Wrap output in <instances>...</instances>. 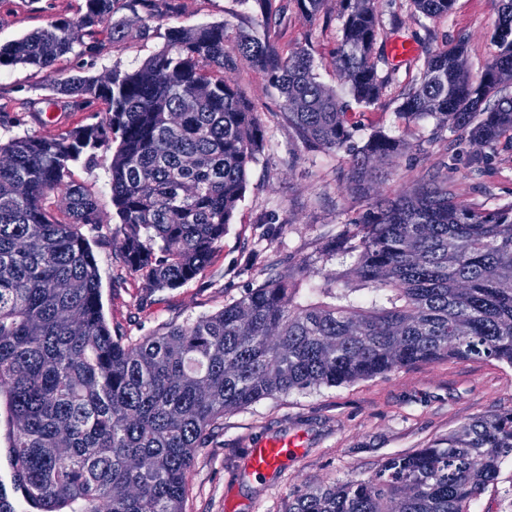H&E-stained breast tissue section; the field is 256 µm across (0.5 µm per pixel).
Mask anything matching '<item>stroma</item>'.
<instances>
[{
  "label": "stroma",
  "instance_id": "stroma-1",
  "mask_svg": "<svg viewBox=\"0 0 512 512\" xmlns=\"http://www.w3.org/2000/svg\"><path fill=\"white\" fill-rule=\"evenodd\" d=\"M280 25L268 28L257 0H171L168 27L224 23L228 35L245 31L267 38L281 56L302 48L311 54L320 81L340 99L347 88L332 64L341 41L339 0H329L316 18L283 0ZM498 0H456L448 15L427 17L411 0H379L381 34L378 69L386 88L376 104L351 103L353 141L363 145L377 132L401 140L395 161L379 162L381 179L358 190L348 181L349 155L308 152L285 118L283 101L263 74L245 62L226 69V81L252 102L267 142L247 174L246 190L211 262L183 287L151 292L130 272L113 243L117 218L107 165L109 149L88 165H72L73 181L96 195L105 224L92 239L101 279L103 312L113 332L139 338L159 325L182 324L221 310L260 285L272 272L287 273L299 286L322 285L325 274L341 288L357 287L351 269L353 222L375 198L411 193L418 184L451 172L462 200L483 209L512 203V150L497 151L485 170L473 167L478 148L451 136L436 120L408 122L398 115L403 95L428 52L467 38L466 66L479 76L497 52L491 34ZM84 0H0V47H6L61 20H74ZM403 39L412 46L403 60L389 48ZM162 41L134 34L107 42L100 55H66L55 64L64 75H106L132 70ZM44 72L32 67H0V139L53 137L62 129L97 122L100 101L54 106L53 120L38 122L24 102L42 107ZM512 409V365L482 359H441L403 367L384 376L339 387L291 392L226 413L186 472L185 512H283L306 488L365 478L389 456L408 454L447 437L483 416ZM283 440L292 447L280 463L258 473L251 452L261 442Z\"/></svg>",
  "mask_w": 512,
  "mask_h": 512
}]
</instances>
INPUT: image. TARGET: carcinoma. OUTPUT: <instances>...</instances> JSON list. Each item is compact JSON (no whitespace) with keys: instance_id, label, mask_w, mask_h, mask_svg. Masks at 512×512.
<instances>
[{"instance_id":"cac0c4a2","label":"carcinoma","mask_w":512,"mask_h":512,"mask_svg":"<svg viewBox=\"0 0 512 512\" xmlns=\"http://www.w3.org/2000/svg\"><path fill=\"white\" fill-rule=\"evenodd\" d=\"M116 0H85L60 21L0 49V67L46 72L47 88L75 105H105L98 122L53 138L0 141V404L8 414L13 493L31 512H184L185 474L224 414L260 400L339 386L443 358L512 365V203L478 209L453 193L448 173L411 196L377 201L358 221L355 275L327 278L299 298L288 274L268 277L238 301L139 340L112 334L88 234L102 228L98 201L68 180L70 167L119 140L108 172L127 268L153 291L180 288L211 261L265 130L224 69L244 61L281 95L288 126L311 150L344 149L350 182L375 175L371 158L399 144L382 134L352 144L346 107L318 80L311 55L286 59L224 23L168 28L132 72L64 77L65 55H96L99 35L122 33ZM277 0H261L266 26ZM336 69L358 104L376 103L378 0H339ZM427 17L454 0H412ZM139 31L159 28L168 0H129ZM498 54L474 77L465 42L429 54L400 105L404 120L432 118L492 152L512 143V0H500L491 34ZM61 197V216L48 209ZM512 458V409L467 423L413 453L388 457L368 478L301 491L285 512H470Z\"/></svg>"}]
</instances>
